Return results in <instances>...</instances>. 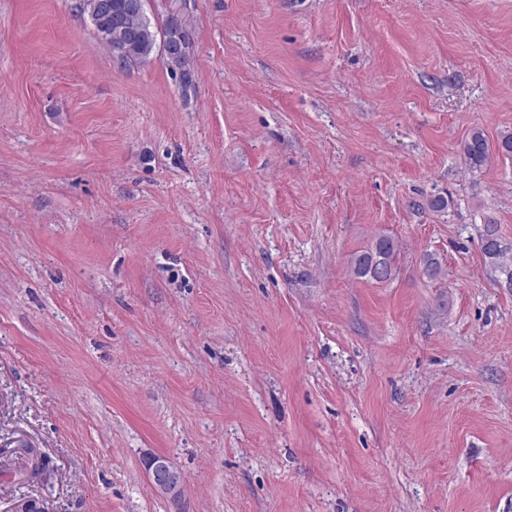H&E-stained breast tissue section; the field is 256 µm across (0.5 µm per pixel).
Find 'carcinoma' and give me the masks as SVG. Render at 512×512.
I'll return each mask as SVG.
<instances>
[{"label": "carcinoma", "mask_w": 512, "mask_h": 512, "mask_svg": "<svg viewBox=\"0 0 512 512\" xmlns=\"http://www.w3.org/2000/svg\"><path fill=\"white\" fill-rule=\"evenodd\" d=\"M125 0H80L81 12L94 20L103 11L116 12ZM122 23L135 33L134 38L126 45L118 48L112 40L104 35V29L95 28L101 43L109 50L112 57L127 67L133 63H142L151 60L160 54L161 38L176 31L183 30V21L175 14L167 15L165 22L158 26L151 23L147 12L139 15H123ZM463 159L471 169H480L489 161L492 154L512 157V132L500 135L497 144L492 146L483 131L473 129L463 143ZM481 248L489 266L506 276V283L512 286V264L507 261L508 248L502 245L497 235L495 220L489 218L485 221L484 233L481 235ZM397 245L393 238L380 235L375 238L372 245L357 252L352 258L355 276L366 281L383 283L395 275Z\"/></svg>", "instance_id": "carcinoma-1"}]
</instances>
